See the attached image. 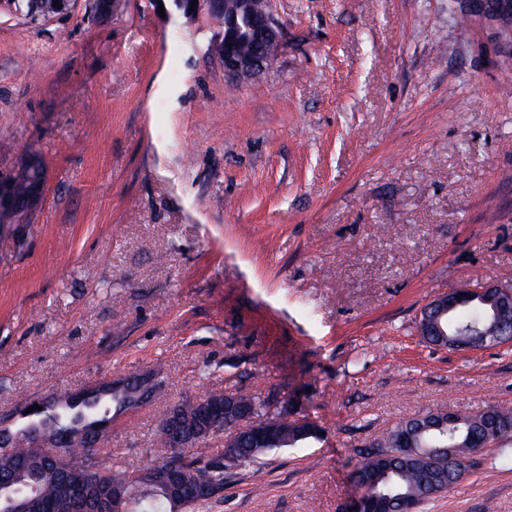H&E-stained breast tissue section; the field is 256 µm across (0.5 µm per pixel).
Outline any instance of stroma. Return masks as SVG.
<instances>
[{
    "mask_svg": "<svg viewBox=\"0 0 512 512\" xmlns=\"http://www.w3.org/2000/svg\"><path fill=\"white\" fill-rule=\"evenodd\" d=\"M460 0H273L286 45L245 82L174 0H0V172L46 198L0 236V417L131 374L159 389L104 447L139 471L162 412L209 392L288 403L313 438L232 467L202 512H349L360 449L428 409L512 406V351L423 343L421 308L512 285V61ZM263 473L255 489L253 470ZM418 512H512L488 444ZM55 0H17L15 2L17 10L24 12L25 16L31 19H51L62 15L53 9L52 4Z\"/></svg>",
    "mask_w": 512,
    "mask_h": 512,
    "instance_id": "1",
    "label": "stroma"
}]
</instances>
